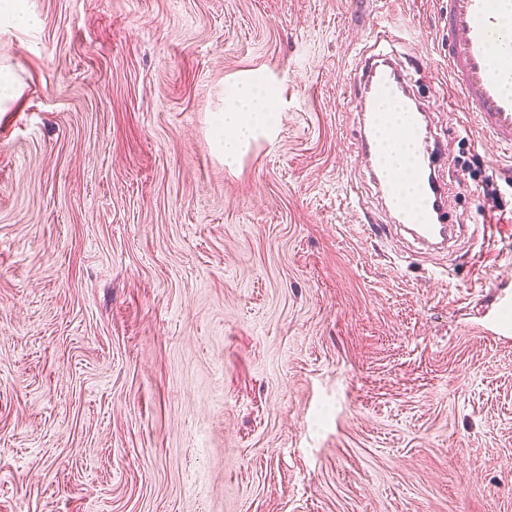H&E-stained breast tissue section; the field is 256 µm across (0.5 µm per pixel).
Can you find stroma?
I'll use <instances>...</instances> for the list:
<instances>
[{"mask_svg": "<svg viewBox=\"0 0 512 512\" xmlns=\"http://www.w3.org/2000/svg\"><path fill=\"white\" fill-rule=\"evenodd\" d=\"M0 25V512H512V152L447 0H27ZM430 107L454 246L386 236L363 60ZM276 87L240 164L208 120ZM493 177L502 202L483 194ZM24 0H1L0 16L14 29L26 30L31 27L34 20L26 9Z\"/></svg>", "mask_w": 512, "mask_h": 512, "instance_id": "obj_1", "label": "stroma"}]
</instances>
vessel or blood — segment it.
Here are the masks:
<instances>
[{
	"label": "vessel or blood",
	"instance_id": "obj_1",
	"mask_svg": "<svg viewBox=\"0 0 512 512\" xmlns=\"http://www.w3.org/2000/svg\"><path fill=\"white\" fill-rule=\"evenodd\" d=\"M355 147L371 180L384 193L396 228L420 243L447 249L452 227L442 216L445 192L433 171L438 145L426 115L390 59L366 60ZM448 72L459 102L491 143L512 149V0H448ZM408 142L406 168L388 166L381 141Z\"/></svg>",
	"mask_w": 512,
	"mask_h": 512
}]
</instances>
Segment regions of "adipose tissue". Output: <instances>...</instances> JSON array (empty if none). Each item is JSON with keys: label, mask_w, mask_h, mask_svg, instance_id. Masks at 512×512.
<instances>
[{"label": "adipose tissue", "mask_w": 512, "mask_h": 512, "mask_svg": "<svg viewBox=\"0 0 512 512\" xmlns=\"http://www.w3.org/2000/svg\"><path fill=\"white\" fill-rule=\"evenodd\" d=\"M272 102L263 83L250 78L238 81L231 95L225 97L223 110L210 120L211 138L225 165L238 163L252 139L274 130L269 119Z\"/></svg>", "instance_id": "obj_1"}]
</instances>
